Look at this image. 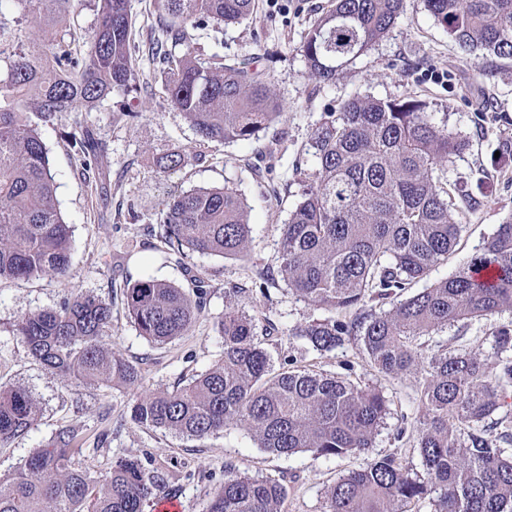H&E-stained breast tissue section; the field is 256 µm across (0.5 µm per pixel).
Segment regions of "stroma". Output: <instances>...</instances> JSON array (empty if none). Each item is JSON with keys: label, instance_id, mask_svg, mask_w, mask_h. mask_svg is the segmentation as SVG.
I'll use <instances>...</instances> for the list:
<instances>
[{"label": "stroma", "instance_id": "stroma-1", "mask_svg": "<svg viewBox=\"0 0 512 512\" xmlns=\"http://www.w3.org/2000/svg\"><path fill=\"white\" fill-rule=\"evenodd\" d=\"M329 0H258L248 20L222 32L198 29L195 48L221 51L225 58L249 62L269 81L281 103L279 120L259 139L234 143L200 142L191 125L165 99L162 75L147 59L150 44L161 38L153 0H132L134 44L141 70L138 91L112 94L88 112H64L43 127L64 219L73 230L74 251L66 277L0 281V386L23 384L40 408L28 436L0 447V475L12 473L30 450L48 445L63 426L82 430L75 460L99 478L121 457L139 459L166 478L163 497L180 501L183 512H205L224 483L226 465L255 477L283 480L287 497L282 512H324L329 486L348 471L366 467L393 452L417 461L409 433L419 415L417 382L382 376L366 363L357 342L316 351L293 337L294 328L320 313L279 280L278 239L297 201L296 168L312 169L310 148L316 129L330 109L353 96L395 97L412 92L428 101L448 125L466 138V149L448 166L450 185L481 194L480 206H468L458 194L448 203L461 227L458 244L431 280L448 277L481 251L512 216V59L481 57L466 63L447 31L407 0L406 11L390 33L347 66L336 81L320 86L308 73L297 47ZM92 129L104 157L83 169L70 146V132ZM173 149L200 153L173 174L159 173L158 156ZM229 185L244 195L252 227L249 255L238 260L196 254L170 255L161 241L157 212L174 196L199 187ZM203 278L206 306L189 332L155 344L135 330L124 307L123 290L142 277L192 289L190 273ZM81 293L112 305L108 338L113 351L138 363L141 381L131 387L77 385L48 373L14 335L22 316L56 308ZM257 319L256 335L273 370L287 364L333 373L382 389L390 402L387 426L368 452L336 458L310 454L278 457L261 448L245 427L231 423L203 438L148 431L129 420L139 397L173 390L212 366L222 354L215 320L226 306ZM512 328V311L465 320L433 333L426 344L449 351L492 352V336ZM407 435H398V428Z\"/></svg>", "mask_w": 512, "mask_h": 512}]
</instances>
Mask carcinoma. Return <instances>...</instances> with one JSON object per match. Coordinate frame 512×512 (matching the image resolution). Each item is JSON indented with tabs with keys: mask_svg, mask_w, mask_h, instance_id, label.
<instances>
[{
	"mask_svg": "<svg viewBox=\"0 0 512 512\" xmlns=\"http://www.w3.org/2000/svg\"><path fill=\"white\" fill-rule=\"evenodd\" d=\"M82 0H16L40 21L25 47L22 35L0 37L13 53L0 76V280L63 277L71 266L72 232L56 198V184L40 129L62 112H79L140 83L131 52V0H96L97 24L81 46L57 41L53 30ZM406 0H333L297 51L319 83L379 42L403 13ZM163 39L151 49L168 103L204 142L257 138L281 117L268 82L219 52L203 54L190 30L249 18L255 0H154ZM446 28L464 60L512 58V0H421ZM84 164L99 146L86 128L71 134ZM468 145L448 132L429 103L411 92L398 97L354 96L327 113L311 141L312 172L296 170L301 186L280 236L277 275L291 291L327 316L294 335L318 351L354 339L368 365L392 378L418 382L422 414L414 447L420 464L391 455L343 475L326 491L325 512H412L429 501L433 512H512V442L507 417H496L512 388V329L494 336V356L477 351L427 357L421 336L464 320L512 309V218L499 225L480 254L449 277L418 291L435 266L448 260L460 225L448 205V164ZM200 155L172 150L157 160L177 171ZM170 254L248 255L251 224L234 188L200 187L166 201L159 211ZM490 269L482 280L473 272ZM189 292L144 277L124 289V305L139 335L163 344L186 333L204 306V281ZM368 300H390L387 312ZM255 318L227 308L217 317L222 356L173 391L135 400L130 421L145 430L203 438L237 423L273 454L309 452L342 457L372 447L389 413L383 392L370 384L299 367L272 372L255 339ZM112 307L80 294L55 309L21 317L14 334L48 371L75 384L133 386L141 367L112 352L106 338ZM31 391L0 389V447L36 428ZM81 431L58 429L7 478H0V512H144L164 477L135 457L112 464L97 480L76 466ZM285 485L225 468L224 485L207 512H281Z\"/></svg>",
	"mask_w": 512,
	"mask_h": 512,
	"instance_id": "carcinoma-1",
	"label": "carcinoma"
}]
</instances>
